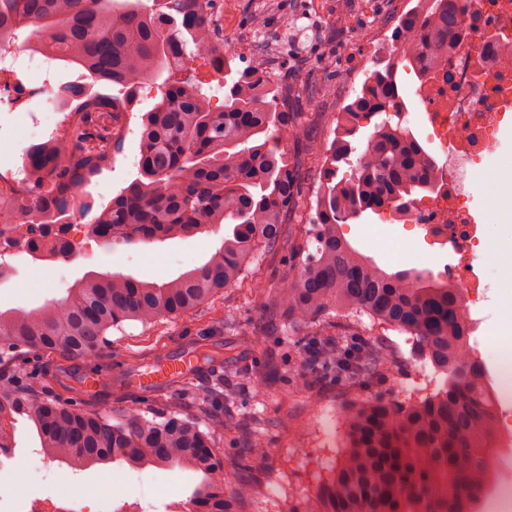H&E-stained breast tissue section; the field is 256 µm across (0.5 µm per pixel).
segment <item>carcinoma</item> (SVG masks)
Returning <instances> with one entry per match:
<instances>
[{
    "mask_svg": "<svg viewBox=\"0 0 512 512\" xmlns=\"http://www.w3.org/2000/svg\"><path fill=\"white\" fill-rule=\"evenodd\" d=\"M476 2L430 0L394 32L404 41L401 61L433 69ZM11 45L73 67L94 84L117 86L124 97L86 83L63 87L59 108L76 116L25 150L23 190L0 192V260L20 244L67 258L65 241L50 246L47 235L72 224L77 200L123 149L128 98L165 70L181 78L157 84L156 103L142 116L138 176L94 218L90 234L157 244L223 224L232 229L204 263L166 282L90 271L60 300L0 310V457L11 455L4 422L22 417L54 461L187 467L203 474L191 498L198 512H237L251 488L224 491V463L213 449L214 437L231 425L217 403L238 394L226 388L224 373L204 389L190 378L172 380L147 403L116 414L100 393L81 389L83 378L71 385L58 372L69 362L100 360L112 328L187 315L239 283L262 253L286 249L305 258L299 278L277 294L278 308L288 325L318 339L312 350L321 368L339 356L323 344L331 313L342 311L409 334L423 364L443 377L415 402L376 397L348 406L341 459L291 512H448L463 492L495 487L498 395L470 343L458 293L427 270L384 271L339 231L349 219L402 210L435 188L430 154L403 125L406 104L392 68L375 74L349 104L348 114L370 112L380 122L355 159L361 125L336 132L322 157L310 235L298 244L283 227L300 183L279 147L296 125L293 113L268 101L286 98L284 87L254 66L224 83V109L217 111L192 79L203 55L224 70L221 0H0V47ZM344 165L353 168L348 178L338 177ZM390 363V353L368 350L346 371L368 375Z\"/></svg>",
    "mask_w": 512,
    "mask_h": 512,
    "instance_id": "obj_1",
    "label": "carcinoma"
}]
</instances>
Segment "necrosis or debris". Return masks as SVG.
Wrapping results in <instances>:
<instances>
[{"label": "necrosis or debris", "mask_w": 512, "mask_h": 512, "mask_svg": "<svg viewBox=\"0 0 512 512\" xmlns=\"http://www.w3.org/2000/svg\"><path fill=\"white\" fill-rule=\"evenodd\" d=\"M494 29V41L480 38ZM383 19L372 18L360 36L349 83L363 79L378 56L394 52L395 40ZM414 96L428 115V142L438 144L434 159L436 188L416 200L405 215L408 223L436 231L452 262L436 276L452 282L467 302L483 299L489 285L477 262L484 236L474 218L471 191L478 166L497 144L507 113L512 112V0H481L477 12L463 18L457 43L433 73L417 76ZM78 498L57 495L0 497V512H84Z\"/></svg>", "instance_id": "necrosis-or-debris-1"}]
</instances>
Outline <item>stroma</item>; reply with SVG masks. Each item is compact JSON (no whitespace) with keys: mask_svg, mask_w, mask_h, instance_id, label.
<instances>
[{"mask_svg":"<svg viewBox=\"0 0 512 512\" xmlns=\"http://www.w3.org/2000/svg\"><path fill=\"white\" fill-rule=\"evenodd\" d=\"M396 5L397 0H350L342 12L337 0H224V45L235 52L232 68L240 71L249 65V57L237 49L253 44L271 78L296 91L290 109L299 133L289 137L288 151L298 162L302 194L291 216L293 233L304 234L308 205L316 198L323 136L343 96L339 75L351 65V35L362 30L367 12L389 15ZM154 102L153 92L145 91L128 113L123 150L111 169L87 188L95 205L108 203L136 176L141 115ZM62 118L51 102L40 98L23 95L13 104L0 105V169L16 162L27 146L40 141ZM473 192L475 221L483 225L486 235L481 265L492 288L469 311L470 340L493 371L501 352L489 338L503 327L504 306L512 298V254L499 249L500 240L512 234V116L502 126L498 151L478 170ZM85 231L84 224L75 225L74 235L83 248L70 260L9 257L15 274L0 281V310L29 309L62 299L75 279L92 270L164 282L200 265L224 238L217 231L162 244L118 242L105 253L86 240ZM342 231L356 250L388 272L409 268L433 272L448 259L447 251L425 239L423 231L404 227L380 212H366L344 224ZM300 272L298 258L283 251L269 252L250 266L237 286L215 296L209 307L153 325L128 321L109 333V351L130 355L135 361L159 350L170 353L220 343L225 373L244 372L257 382L255 392L241 391L234 404L233 427L215 439L229 484L245 481L253 488L251 496L239 502L238 512H287L299 506L301 496L328 476L344 451V407L380 394L415 401L436 385L433 376L417 377L420 363L409 334L379 328L365 315L337 318L336 333L343 343H373L389 351L390 369L357 380L332 370L314 373L301 333L279 316L272 296L297 280ZM214 309L223 313V323L211 321ZM256 437L264 448L252 454L248 448ZM39 446L29 424L18 422L13 474L8 482H0V492L74 496L83 500L89 512H96L97 496L108 486L112 512H175V501L189 500L201 480L200 474L178 466L135 471L122 462L76 474L67 465L43 463Z\"/></svg>","mask_w":512,"mask_h":512,"instance_id":"obj_1","label":"stroma"}]
</instances>
